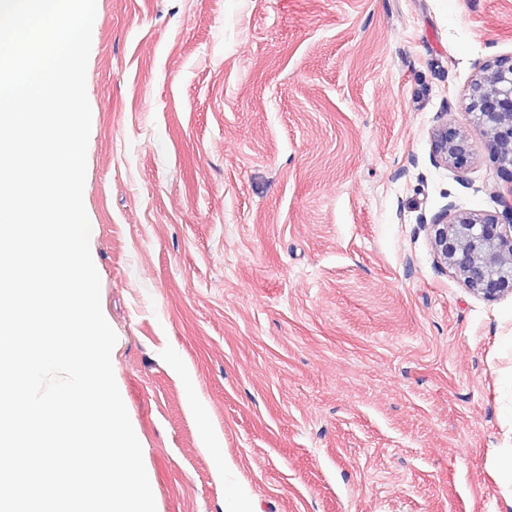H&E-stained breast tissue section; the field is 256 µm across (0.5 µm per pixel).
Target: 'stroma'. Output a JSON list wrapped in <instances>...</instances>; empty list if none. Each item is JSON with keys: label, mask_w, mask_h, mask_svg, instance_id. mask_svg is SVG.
<instances>
[{"label": "stroma", "mask_w": 512, "mask_h": 512, "mask_svg": "<svg viewBox=\"0 0 512 512\" xmlns=\"http://www.w3.org/2000/svg\"><path fill=\"white\" fill-rule=\"evenodd\" d=\"M508 56L512 0H97L84 204L156 512H512V295L424 230L508 220L485 148L431 153ZM432 145L434 161L456 172L468 169L477 150L469 134L449 118L434 129Z\"/></svg>", "instance_id": "obj_1"}]
</instances>
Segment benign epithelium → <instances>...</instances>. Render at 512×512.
<instances>
[{
	"label": "benign epithelium",
	"instance_id": "obj_1",
	"mask_svg": "<svg viewBox=\"0 0 512 512\" xmlns=\"http://www.w3.org/2000/svg\"><path fill=\"white\" fill-rule=\"evenodd\" d=\"M484 147L497 175L512 183V56L483 65L469 88ZM434 161L457 172L472 163L476 144L451 119L433 132ZM439 264L473 295L496 301L512 294V224L481 211L447 210L424 225Z\"/></svg>",
	"mask_w": 512,
	"mask_h": 512
}]
</instances>
